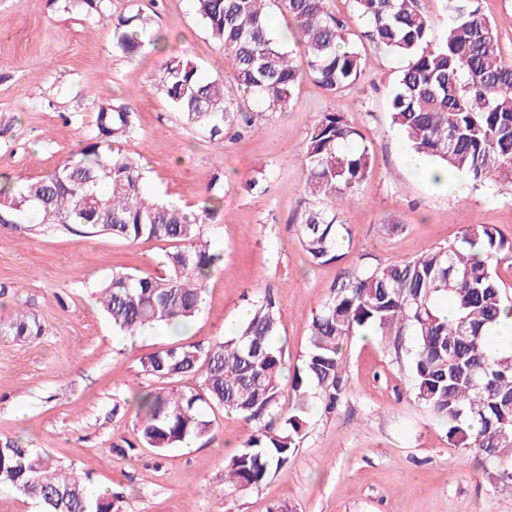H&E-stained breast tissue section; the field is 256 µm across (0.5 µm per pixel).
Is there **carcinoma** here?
<instances>
[{"instance_id":"cac0c4a2","label":"carcinoma","mask_w":512,"mask_h":512,"mask_svg":"<svg viewBox=\"0 0 512 512\" xmlns=\"http://www.w3.org/2000/svg\"><path fill=\"white\" fill-rule=\"evenodd\" d=\"M212 38L223 49L237 90L258 109L238 112L224 82L204 78L189 56L169 59L156 85L183 120L223 142L236 140L293 97L302 75L329 95L353 89L364 58L326 0H195ZM293 22L306 71L271 34L267 3ZM418 0H355L365 38L403 58L391 95L392 123L414 152L437 168L483 183L491 178L512 190V61L503 57L496 24L475 0H447L450 23L435 39ZM160 35L138 14L113 22L115 47L133 55L156 46ZM430 50H423V46ZM132 113L101 103L85 145L49 174L21 184L0 183V209L38 210L41 223L78 225L137 241L169 244L163 272L112 273L101 304L112 326L136 336L160 325L184 323L200 311L202 294L222 255L204 241L224 197V185L197 211L186 212L144 192L140 157L112 144L132 137ZM308 172L296 234L308 260L339 259L351 231L342 218L368 177L371 154L342 112H326L302 148ZM512 259V239L485 224L466 226L454 241L404 263L365 265L341 277L313 314L309 349L293 375L288 413L281 404L285 352L275 342L281 316L267 292L254 301L228 339L172 346L142 362L145 374L170 383L138 402L139 442L158 452L200 439L211 421L202 407L234 413L254 425L239 451L224 463V486L257 488L286 466L303 446L310 412L336 410L344 393L343 351L368 332L405 351L415 400L446 429L448 441L483 463L486 476L512 486V345L488 344L504 296L493 262ZM453 318L440 315L443 302ZM411 344L403 348V337ZM202 371L198 388L179 379ZM0 484L36 500L42 512H101L117 496L94 494L78 478L16 440L0 441Z\"/></svg>"}]
</instances>
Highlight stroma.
I'll use <instances>...</instances> for the list:
<instances>
[{"label": "stroma", "instance_id": "1", "mask_svg": "<svg viewBox=\"0 0 512 512\" xmlns=\"http://www.w3.org/2000/svg\"><path fill=\"white\" fill-rule=\"evenodd\" d=\"M164 34L130 57L113 45L112 19L134 11ZM365 62L354 89L328 96L302 78L285 111L241 140L223 143L187 124L155 84L165 62L186 55L235 93L223 50L194 0H0V175L22 182L63 164L91 133L97 105H125L150 195L198 209L212 181L223 206L207 236L224 259L200 313L186 326L137 336L113 330L96 291L113 271L155 272L167 243L41 223L31 211H0V439L48 453L90 491H112L122 512H512V488L491 484L474 456L415 401L405 358L372 336L346 345V388L336 412L314 410L304 445L256 489L217 495L224 461L251 431L209 410L210 433L165 452L136 446L135 398L161 387L141 363L166 347L231 337L239 314L265 291L279 298L278 342L286 368L302 367L314 310L344 272L403 263L489 224L512 238V193L457 179L444 191L412 171L389 97L402 59L374 47L353 0H329ZM325 112L360 131L372 168L343 218L351 241L338 261L316 265L293 224L306 171L302 147ZM399 222L400 231L387 226ZM31 331L16 335L17 312Z\"/></svg>", "mask_w": 512, "mask_h": 512}]
</instances>
